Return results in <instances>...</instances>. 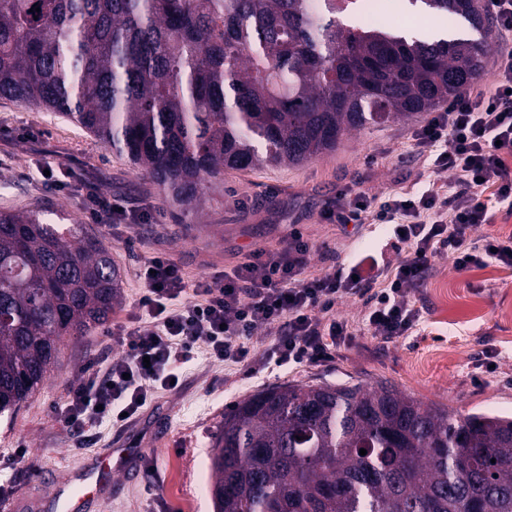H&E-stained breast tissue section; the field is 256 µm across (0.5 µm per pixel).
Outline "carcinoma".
<instances>
[{"mask_svg": "<svg viewBox=\"0 0 512 512\" xmlns=\"http://www.w3.org/2000/svg\"><path fill=\"white\" fill-rule=\"evenodd\" d=\"M407 3L491 27L475 0ZM356 4L0 0V99L68 118L189 214L227 170L306 162L478 77L485 40L362 28ZM122 283L97 235L0 212V413L66 338L110 319ZM211 465L216 512H512V418L456 417L386 382L251 395L224 414Z\"/></svg>", "mask_w": 512, "mask_h": 512, "instance_id": "carcinoma-1", "label": "carcinoma"}]
</instances>
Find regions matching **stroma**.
<instances>
[{
  "label": "stroma",
  "instance_id": "35a3bbf8",
  "mask_svg": "<svg viewBox=\"0 0 512 512\" xmlns=\"http://www.w3.org/2000/svg\"><path fill=\"white\" fill-rule=\"evenodd\" d=\"M417 124L401 118L351 131L335 150L298 166L225 172L223 192L186 216L125 156L101 148L67 118L0 100V211H40L51 223L97 233L123 271L122 303L112 315L119 321L131 309L136 268L155 253L169 255L189 278L208 279L251 250L277 246L293 224L312 245L314 270L344 262L357 250L396 262L384 225L343 229L325 223L320 211L344 186L377 197L420 189L431 172L411 142ZM90 184L124 206L117 223L91 219L85 201ZM442 283L451 297L439 293ZM415 298L424 317L418 333L397 339L359 335L324 362L290 369L254 372L198 356L181 367L178 390L128 425L102 427L88 439L69 433L51 408L85 363L107 364L114 349L99 326L65 339L39 390L16 413L0 415V502L7 512H61L67 484L84 481L99 454L108 452L119 468L83 512H214L210 450L225 412L285 383L350 381L370 388L384 381L458 416H512V268L460 271L444 256L434 261ZM492 351L499 355L495 370H479ZM18 448L26 451L19 462L13 459ZM140 457L148 462L146 474L129 481L122 468Z\"/></svg>",
  "mask_w": 512,
  "mask_h": 512
}]
</instances>
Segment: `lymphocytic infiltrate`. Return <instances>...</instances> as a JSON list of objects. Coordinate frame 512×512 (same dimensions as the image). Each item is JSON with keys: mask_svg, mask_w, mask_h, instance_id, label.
<instances>
[{"mask_svg": "<svg viewBox=\"0 0 512 512\" xmlns=\"http://www.w3.org/2000/svg\"><path fill=\"white\" fill-rule=\"evenodd\" d=\"M417 153L434 174L416 192L384 198L346 187L321 217L330 224H385L396 263L364 270L358 259L310 271L311 246L297 228L274 248L250 251L244 262L206 280L189 279L164 255L144 258L135 272V310L106 334L121 354L106 366L87 363L64 401L53 407L66 428L88 433L124 424L171 389L178 364L196 351L227 365L315 364L352 336H408L420 324L414 290L432 262L449 255L458 270L512 266V236L475 243V226L490 223L496 207L512 208V58L502 60L490 91L466 90L412 132ZM358 298L357 324L335 317L337 301ZM265 328L271 344L256 353L251 338Z\"/></svg>", "mask_w": 512, "mask_h": 512, "instance_id": "lymphocytic-infiltrate-1", "label": "lymphocytic infiltrate"}]
</instances>
